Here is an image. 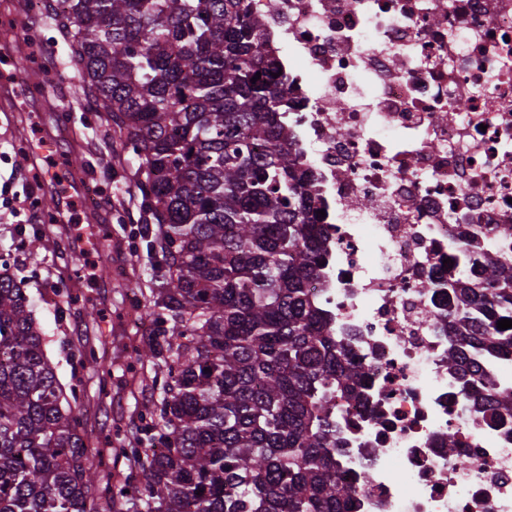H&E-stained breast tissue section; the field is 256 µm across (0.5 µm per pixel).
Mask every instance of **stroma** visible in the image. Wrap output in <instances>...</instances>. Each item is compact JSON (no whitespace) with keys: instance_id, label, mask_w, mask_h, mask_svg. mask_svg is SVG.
I'll return each instance as SVG.
<instances>
[{"instance_id":"1","label":"stroma","mask_w":512,"mask_h":512,"mask_svg":"<svg viewBox=\"0 0 512 512\" xmlns=\"http://www.w3.org/2000/svg\"><path fill=\"white\" fill-rule=\"evenodd\" d=\"M53 2L44 0L45 11L34 21L28 11L19 10V0H0V80L19 96L13 111H0V256L21 260L16 275L24 282L62 382L71 380L69 357L80 344L108 339L112 388L98 401L92 422L97 435H111L117 448L134 429L137 406L150 398L140 381L124 375L120 353L138 334L128 305L148 293L157 258L147 253L138 234V160L84 99L82 80L67 64L69 42ZM20 53L29 57L23 71L15 66ZM33 74L57 89L53 101L30 87ZM75 153L83 157L79 172L67 162ZM47 185L56 193L49 214L42 198ZM89 188L100 192L92 207L85 203ZM46 222L63 236L66 251L49 245L26 256L19 225ZM74 286L80 298L110 312V319L95 322L60 311L52 294Z\"/></svg>"}]
</instances>
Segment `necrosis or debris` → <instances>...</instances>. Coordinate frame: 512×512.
<instances>
[{
    "instance_id": "obj_1",
    "label": "necrosis or debris",
    "mask_w": 512,
    "mask_h": 512,
    "mask_svg": "<svg viewBox=\"0 0 512 512\" xmlns=\"http://www.w3.org/2000/svg\"><path fill=\"white\" fill-rule=\"evenodd\" d=\"M245 2L317 189L308 292L367 373L338 421L348 512H512V422L486 404L512 352L464 387L438 324L469 256L512 260V0Z\"/></svg>"
}]
</instances>
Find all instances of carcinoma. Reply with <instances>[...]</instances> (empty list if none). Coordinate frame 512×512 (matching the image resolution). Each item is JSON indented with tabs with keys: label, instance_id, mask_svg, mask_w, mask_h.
I'll use <instances>...</instances> for the list:
<instances>
[{
	"label": "carcinoma",
	"instance_id": "obj_1",
	"mask_svg": "<svg viewBox=\"0 0 512 512\" xmlns=\"http://www.w3.org/2000/svg\"><path fill=\"white\" fill-rule=\"evenodd\" d=\"M65 2L83 93L141 161L142 236L159 263L126 371L152 364L154 397L131 446L95 467L83 382H60L1 260L0 512H346L337 405L364 371L307 293L323 243L262 19L241 0ZM481 268L452 281L444 318L467 387L482 375L464 352L512 348L497 325L512 319V262ZM77 364L106 394L101 348L81 345ZM489 404L511 419L512 387Z\"/></svg>",
	"mask_w": 512,
	"mask_h": 512
}]
</instances>
